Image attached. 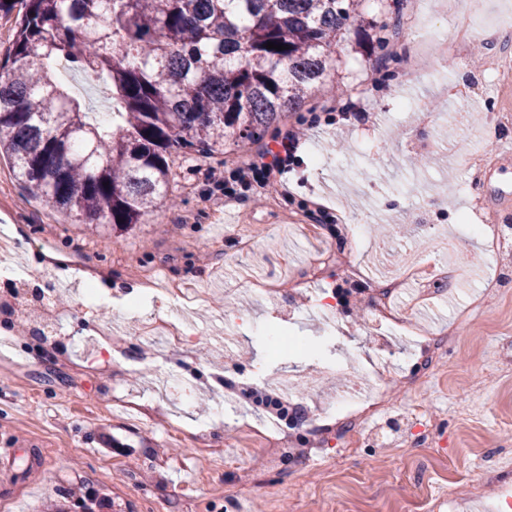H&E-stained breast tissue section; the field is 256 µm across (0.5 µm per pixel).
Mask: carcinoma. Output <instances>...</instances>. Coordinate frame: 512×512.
<instances>
[{"instance_id": "carcinoma-1", "label": "carcinoma", "mask_w": 512, "mask_h": 512, "mask_svg": "<svg viewBox=\"0 0 512 512\" xmlns=\"http://www.w3.org/2000/svg\"><path fill=\"white\" fill-rule=\"evenodd\" d=\"M360 2L0 0L19 17L0 62V152L32 196L126 230L166 198L172 152L255 141L328 89ZM58 61L111 87L109 126L88 120Z\"/></svg>"}]
</instances>
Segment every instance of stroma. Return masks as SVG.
Returning <instances> with one entry per match:
<instances>
[{
	"instance_id": "stroma-1",
	"label": "stroma",
	"mask_w": 512,
	"mask_h": 512,
	"mask_svg": "<svg viewBox=\"0 0 512 512\" xmlns=\"http://www.w3.org/2000/svg\"><path fill=\"white\" fill-rule=\"evenodd\" d=\"M409 2L363 0L361 21L332 54L330 79L364 119L342 120L318 93L264 132L270 145L290 125L320 118L299 151L298 176L269 184L275 201L230 202L205 179L208 169L230 172L246 161L249 141L211 155L173 154L167 197L123 232L35 199L0 159V234L14 239L27 267L49 240L61 265L46 284L62 299L61 325L47 342L0 335V507L81 512L65 492L83 482L112 512H430L440 498L451 500V512H512V268L482 257V241L462 237L456 222L476 195L483 219L507 233L512 170H492L475 185L463 159L512 154V125L486 120L512 107V91L487 88V67L468 56L443 76L413 73ZM496 17L505 24L484 41L486 60L512 58V0H479L472 15L478 27ZM386 23L397 33L382 46ZM445 82L486 91L464 107L448 100L449 120L420 121ZM422 138L436 144V167L415 165ZM319 204L339 224L302 234L294 215ZM244 234L254 240L246 254L237 246ZM451 240L459 247L450 254ZM337 251L361 283L401 272L415 255H438L457 275L427 305L405 289L397 308L414 331L391 328L386 352L370 335L373 309L346 311L339 290L349 268L310 282L300 308L283 293L309 256ZM83 269L111 274L116 299L145 275L158 288L127 313L97 304L78 279ZM256 277L277 282L280 293L253 294ZM172 283L204 302L180 306L162 292ZM156 315L183 321L184 354L165 360L147 345L139 324ZM92 323L122 331L124 348L93 347ZM268 327L319 344L318 356L274 352L261 335ZM432 343L442 349L430 364L420 356ZM283 374L302 384L288 393L296 409L284 422L289 444L271 470L262 438L242 430L269 413L237 390ZM354 374L389 407L358 428L338 416L335 437L323 440L317 413L351 388ZM412 375L417 384L404 386ZM311 377L320 381L312 392L303 384ZM246 472L257 479L248 488Z\"/></svg>"
}]
</instances>
